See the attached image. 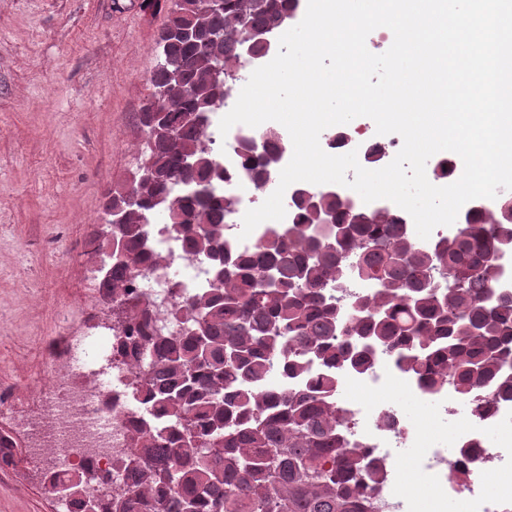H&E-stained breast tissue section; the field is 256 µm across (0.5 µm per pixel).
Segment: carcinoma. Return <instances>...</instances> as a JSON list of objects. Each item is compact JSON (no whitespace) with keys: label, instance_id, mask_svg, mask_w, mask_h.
<instances>
[{"label":"carcinoma","instance_id":"cac0c4a2","mask_svg":"<svg viewBox=\"0 0 512 512\" xmlns=\"http://www.w3.org/2000/svg\"><path fill=\"white\" fill-rule=\"evenodd\" d=\"M171 2L141 124L151 129L162 112L172 138L146 140L132 184L148 223L135 216L101 229L123 248L98 288L112 318L124 317L115 335L136 337L130 389L145 417L123 460L128 484L97 500L94 512H370L382 473L369 453L347 448L336 409L344 372L365 373L385 359L421 379L430 397L451 382L462 400L486 385L512 400V295L496 290L499 269L490 260L512 251V194L465 217L464 234L433 246L415 243L397 210L350 208L320 192L316 209L294 199L292 229H271L243 251L224 247V216L238 199L224 192V152L210 132L212 114L224 107L214 100V72L232 75L246 46L265 55L249 35L281 24L299 0H221L208 18L224 31L219 45L203 31L166 36L190 25L203 5ZM188 112L205 119L188 121ZM258 138L272 152L285 147L277 130ZM250 142L240 140L243 167L258 187L265 164L249 154ZM185 154L195 156L194 169L182 167ZM191 182L211 188L206 203L188 194ZM159 196L180 203V223L166 215L169 235L209 262V285L176 295L183 311L176 334L154 331L151 303L133 294L134 272L161 265L148 245ZM331 215L333 228L315 232ZM394 251L408 258L396 260ZM341 273L348 289L331 297ZM360 281L375 290L355 291ZM275 366L300 383L266 390ZM95 474L83 468L50 486L80 490Z\"/></svg>","mask_w":512,"mask_h":512}]
</instances>
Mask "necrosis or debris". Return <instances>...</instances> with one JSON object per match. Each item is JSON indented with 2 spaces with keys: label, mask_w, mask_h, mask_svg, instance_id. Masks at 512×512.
<instances>
[{
  "label": "necrosis or debris",
  "mask_w": 512,
  "mask_h": 512,
  "mask_svg": "<svg viewBox=\"0 0 512 512\" xmlns=\"http://www.w3.org/2000/svg\"><path fill=\"white\" fill-rule=\"evenodd\" d=\"M341 126L325 129L319 138L323 150L344 153L356 151L364 168L378 166L391 155L388 144L374 138L364 139L360 148L351 141H340ZM241 147L234 139L224 142V188L239 198L236 211L225 219L224 241L241 248L238 229L248 209L262 204L275 184L260 190L241 181ZM155 247L164 248L165 267L139 274L142 295L151 300L161 318L172 311L170 287L173 282L195 288L208 283V266L188 256L178 245L168 242L164 224L153 226ZM51 383L41 392L44 416L31 427L34 445L54 463L45 470L47 477L63 478L73 462L111 471L113 478L123 477L120 460L130 444L129 426L141 417L128 394L133 378L129 360L119 350L116 336L101 337L99 332L80 340L64 335L46 345ZM403 385L412 397L425 394L418 380L403 374L385 362L366 374L349 372L342 376V391L337 403L343 410L350 440L367 449L385 473L378 503L382 512H446L455 503L456 512H512V401L500 398L497 388L487 386L473 397L478 413L466 416L457 436L458 469H451L443 448L429 439L420 427H408L398 411L375 404L374 394L394 385ZM366 392V399L349 400L348 389ZM494 431L495 443H488L485 431ZM411 446L419 451L418 463L426 471L424 485L413 484L398 464L399 448ZM468 473L492 472L488 485L456 480V470Z\"/></svg>",
  "instance_id": "1"
}]
</instances>
